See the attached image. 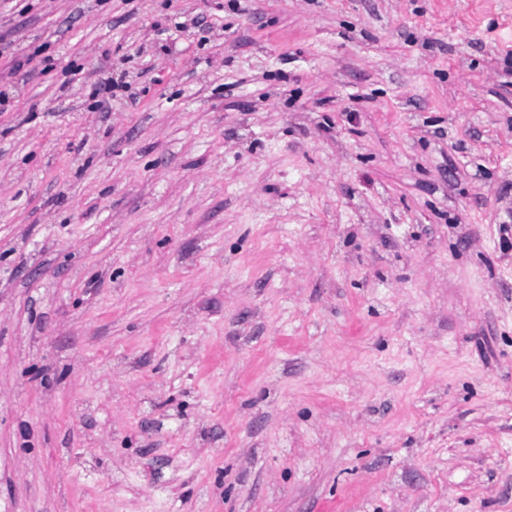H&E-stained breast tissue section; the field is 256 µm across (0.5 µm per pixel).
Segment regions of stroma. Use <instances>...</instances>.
<instances>
[{
  "mask_svg": "<svg viewBox=\"0 0 512 512\" xmlns=\"http://www.w3.org/2000/svg\"><path fill=\"white\" fill-rule=\"evenodd\" d=\"M0 512H512V0H0Z\"/></svg>",
  "mask_w": 512,
  "mask_h": 512,
  "instance_id": "1",
  "label": "stroma"
}]
</instances>
